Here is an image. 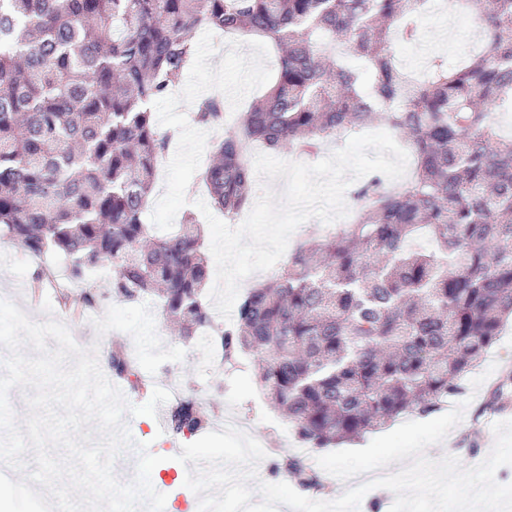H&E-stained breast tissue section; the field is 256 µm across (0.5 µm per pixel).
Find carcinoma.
<instances>
[{
    "instance_id": "obj_1",
    "label": "carcinoma",
    "mask_w": 512,
    "mask_h": 512,
    "mask_svg": "<svg viewBox=\"0 0 512 512\" xmlns=\"http://www.w3.org/2000/svg\"><path fill=\"white\" fill-rule=\"evenodd\" d=\"M466 2L483 47L418 75L393 41L417 38L428 0H0V238L62 253L74 281L115 268L117 298L158 300L182 336L220 346L226 363L260 354L257 381L305 447L429 416L512 318V137L492 121L512 104V0ZM198 28L261 37L278 54L273 86L201 175L226 217L251 204L253 143L310 159L383 123L412 157L401 184L378 172L354 184L352 223L298 242L221 329L204 304L200 225L187 217L157 238L143 221L172 139L151 106L193 63ZM224 110L223 98H202L193 121L215 127ZM60 303L93 299L69 289ZM107 360L148 393L121 346ZM209 423L187 393L168 410L175 436ZM276 471L326 487L304 456Z\"/></svg>"
}]
</instances>
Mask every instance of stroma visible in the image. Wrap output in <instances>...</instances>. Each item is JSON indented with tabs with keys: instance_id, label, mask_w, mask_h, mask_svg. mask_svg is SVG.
I'll return each instance as SVG.
<instances>
[{
	"instance_id": "stroma-1",
	"label": "stroma",
	"mask_w": 512,
	"mask_h": 512,
	"mask_svg": "<svg viewBox=\"0 0 512 512\" xmlns=\"http://www.w3.org/2000/svg\"><path fill=\"white\" fill-rule=\"evenodd\" d=\"M455 0H429L421 22L423 37L416 56H401L409 69H416L417 56L459 58L478 50L470 30L478 26L476 16H468L461 25L448 27L443 14ZM197 45L194 66L180 84L153 105L160 130H175L179 136L156 180L154 194L144 221L154 232L176 230L185 212L194 210L196 194L188 187L210 159L218 136L212 129L195 125L190 114L196 101L205 96H220L227 111H242L252 97L261 94L277 71V52L259 39H241L224 35L217 29L200 28L192 33ZM48 259H35L19 245L0 240V297L15 302L26 315L43 322L53 317L69 325L72 335L81 337L83 347H97L99 354L122 343L140 370L155 386L164 388L178 382L190 391L203 409L218 408L220 414L236 413L257 421L256 437L280 455L307 453L321 456L318 448L304 449L296 439H285L287 422L264 398L254 375L256 353L244 354L235 366H227L215 351L201 350L175 336L159 305L150 300L124 302L112 294L113 270L91 277L87 289L95 297L91 310L65 311L53 307L44 313L43 297L37 296L33 281L38 270L47 268ZM512 364V323L498 336L487 355L461 385L449 405L465 403L462 421L443 442L428 447L425 454L433 460L450 455L471 467L490 453L495 436L494 423L499 415L486 411L485 402L493 383L500 377L502 365ZM127 425L133 439L149 446L150 453L164 454L168 443L185 445L167 430L164 415L135 416Z\"/></svg>"
}]
</instances>
